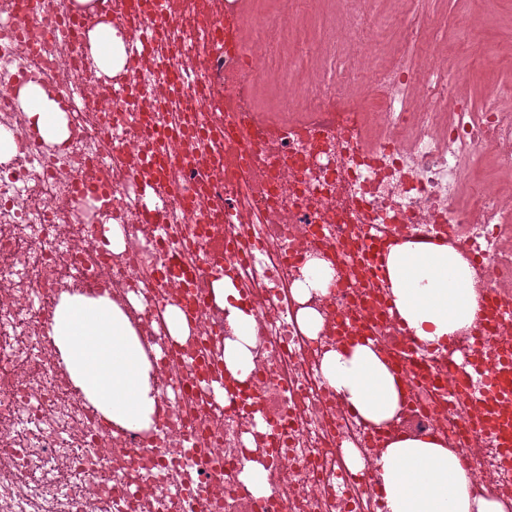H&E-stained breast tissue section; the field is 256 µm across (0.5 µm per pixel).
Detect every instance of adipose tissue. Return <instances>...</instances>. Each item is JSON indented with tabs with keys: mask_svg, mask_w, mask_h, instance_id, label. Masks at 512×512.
I'll use <instances>...</instances> for the list:
<instances>
[{
	"mask_svg": "<svg viewBox=\"0 0 512 512\" xmlns=\"http://www.w3.org/2000/svg\"><path fill=\"white\" fill-rule=\"evenodd\" d=\"M88 45L95 67L112 73L122 46L112 23L91 29ZM20 105L45 139L61 143L68 138L66 113L40 87H25ZM385 264L397 313L423 346H437L474 326L480 293L468 262L452 247L408 241L392 247ZM335 276L329 263L312 257L294 283L301 305L298 322L310 337H317L323 319L307 302L312 296L327 295ZM212 292L227 312L231 332L224 341V366L234 377L245 379L253 367L254 319L235 307L238 292L230 279L214 281ZM51 335L75 391L113 428L146 430L153 425L158 376L128 316L109 295L79 289L62 293ZM321 373L368 423L390 421L400 409L399 382L372 342L329 350ZM343 455L350 469L373 467L385 490L387 512H505L499 501L476 496L462 456L442 439L402 435L372 459L350 447Z\"/></svg>",
	"mask_w": 512,
	"mask_h": 512,
	"instance_id": "1",
	"label": "adipose tissue"
}]
</instances>
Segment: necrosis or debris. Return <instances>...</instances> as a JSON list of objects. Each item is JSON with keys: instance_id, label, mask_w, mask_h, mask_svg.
<instances>
[{"instance_id": "4bbe7bcc", "label": "necrosis or debris", "mask_w": 512, "mask_h": 512, "mask_svg": "<svg viewBox=\"0 0 512 512\" xmlns=\"http://www.w3.org/2000/svg\"><path fill=\"white\" fill-rule=\"evenodd\" d=\"M212 0H196L193 17L161 20L147 43L149 66L113 79L98 96L113 103L123 149L100 132L101 112L71 95L92 73L84 45L42 43L45 25L19 0H0V129L11 131L19 154L0 163V512H385L372 471L351 473L343 449L365 458L389 435L437 434L471 463L476 491L512 502V464L487 430L483 372L499 369L512 352V329L480 346L481 371L453 391L447 372L432 375L382 426L364 424L325 382L323 354L348 336H372L391 346L400 324L381 309L388 293L366 267L340 265L336 288L313 297L323 318L317 338L299 328L291 288L309 257L329 259L352 244L357 230L378 236L427 234L453 244L484 292L512 303V192L474 178L471 163L494 146L512 165V89L486 92L478 108L458 104L461 74L448 55L430 48L424 70L414 69L418 20L401 16L403 49L379 63L378 34L367 33L364 0H340L336 28L323 55L346 69L368 62L354 111L342 112L346 81L280 79L281 103L300 104L311 118L285 127L256 121L243 86L263 83L278 51L280 21L256 24L265 52L224 47ZM223 81L238 98L236 118L217 122L214 86ZM66 99L70 141L31 150L19 83ZM251 148L235 149L240 136ZM198 157L183 166L171 147ZM223 163L216 180L211 164ZM160 173L171 188L161 233L138 224L144 207L130 165ZM128 227L119 253L94 243L64 252L60 231L73 237L91 224ZM227 277L255 318L251 379L224 374V313L199 308L192 333L169 336L168 306L190 305L214 279ZM83 284L139 308L130 316L146 351L165 356L158 402L163 425L105 439L99 416L77 400L53 357L48 301ZM223 378L216 400L203 382ZM269 422L258 429L256 416ZM260 461L271 493L256 498L241 481L245 461ZM67 467L71 481L54 474Z\"/></svg>"}]
</instances>
